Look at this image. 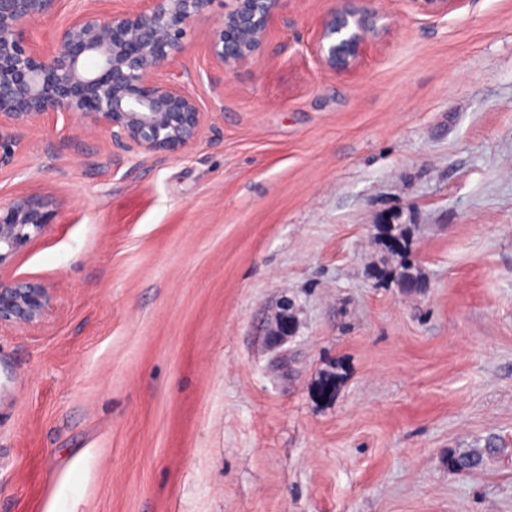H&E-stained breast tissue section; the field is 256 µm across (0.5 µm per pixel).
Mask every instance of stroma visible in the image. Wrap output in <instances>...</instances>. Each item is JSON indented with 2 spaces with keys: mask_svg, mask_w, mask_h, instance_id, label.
I'll use <instances>...</instances> for the list:
<instances>
[{
  "mask_svg": "<svg viewBox=\"0 0 512 512\" xmlns=\"http://www.w3.org/2000/svg\"><path fill=\"white\" fill-rule=\"evenodd\" d=\"M333 5L229 71L195 17L180 155L17 133L0 202L55 217L12 273L58 302L0 331V512H512V0H378L348 74ZM374 0H336L321 19L312 52L322 69L333 73L354 71L367 42L386 31L384 14Z\"/></svg>",
  "mask_w": 512,
  "mask_h": 512,
  "instance_id": "35a3bbf8",
  "label": "stroma"
}]
</instances>
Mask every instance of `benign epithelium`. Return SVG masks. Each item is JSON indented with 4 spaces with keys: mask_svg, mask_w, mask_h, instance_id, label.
I'll return each instance as SVG.
<instances>
[{
    "mask_svg": "<svg viewBox=\"0 0 512 512\" xmlns=\"http://www.w3.org/2000/svg\"><path fill=\"white\" fill-rule=\"evenodd\" d=\"M217 0H136L108 11L102 2L59 27L47 49L30 30L55 15L60 0H0V165L12 160L15 132L51 116L74 118L119 150L177 156L207 129L206 111L185 80L167 78L190 22ZM284 0H231L216 22L209 56L219 68L244 64L265 48ZM444 16L465 0H412ZM374 0H336L321 19L312 52L322 69L354 71L367 42L386 31ZM44 198L20 193L0 203V330L37 327L54 311L57 289L31 276H3L19 252L51 224Z\"/></svg>",
    "mask_w": 512,
    "mask_h": 512,
    "instance_id": "obj_1",
    "label": "benign epithelium"
}]
</instances>
